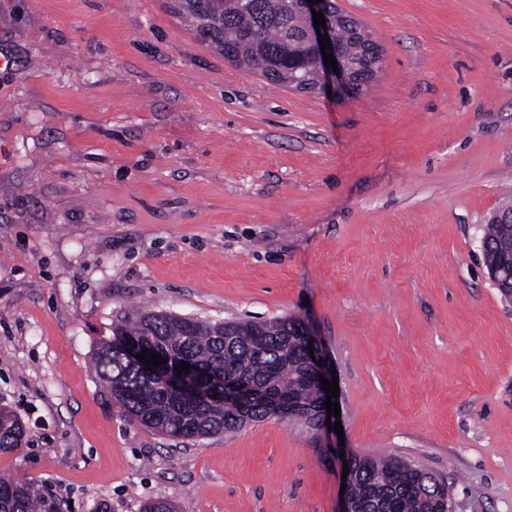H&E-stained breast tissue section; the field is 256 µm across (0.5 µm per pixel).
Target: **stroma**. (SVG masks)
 <instances>
[{
    "mask_svg": "<svg viewBox=\"0 0 512 512\" xmlns=\"http://www.w3.org/2000/svg\"><path fill=\"white\" fill-rule=\"evenodd\" d=\"M382 54L340 96L201 42L171 0H0V476L68 512H340L347 452L512 512V302L481 257L512 206V0H336ZM295 318L335 437L269 417L195 439L91 369L132 310ZM26 443L25 428L18 416L0 407V454L15 453Z\"/></svg>",
    "mask_w": 512,
    "mask_h": 512,
    "instance_id": "stroma-1",
    "label": "stroma"
}]
</instances>
